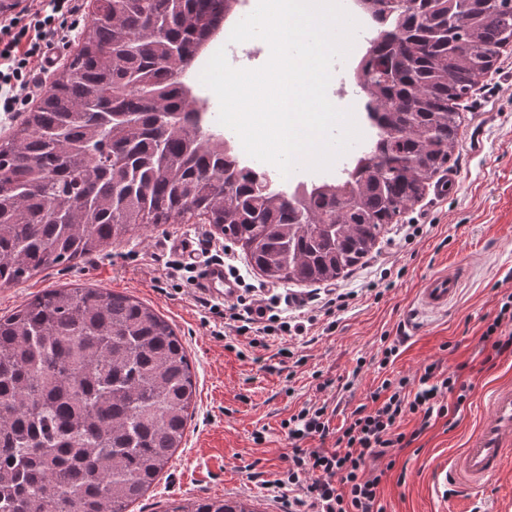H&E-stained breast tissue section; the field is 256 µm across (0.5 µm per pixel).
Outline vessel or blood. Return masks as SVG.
Listing matches in <instances>:
<instances>
[{
    "instance_id": "vessel-or-blood-1",
    "label": "vessel or blood",
    "mask_w": 512,
    "mask_h": 512,
    "mask_svg": "<svg viewBox=\"0 0 512 512\" xmlns=\"http://www.w3.org/2000/svg\"><path fill=\"white\" fill-rule=\"evenodd\" d=\"M198 292L215 300H229L238 294V285L220 262L198 265ZM458 290V278L438 272L427 278L420 288L417 302L422 310L447 308ZM486 415L469 437L465 448L453 458L444 475L446 484L460 483L470 489L481 487L497 476L505 460L512 455V385L495 386L485 396Z\"/></svg>"
}]
</instances>
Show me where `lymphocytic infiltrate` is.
<instances>
[{
	"label": "lymphocytic infiltrate",
	"mask_w": 512,
	"mask_h": 512,
	"mask_svg": "<svg viewBox=\"0 0 512 512\" xmlns=\"http://www.w3.org/2000/svg\"><path fill=\"white\" fill-rule=\"evenodd\" d=\"M79 0H52L51 10L32 14L27 26L0 24V86L25 82L42 69L48 50L65 41L59 16L75 14ZM278 297L256 305L249 288H242L235 302L224 307V326L238 336H253L255 345L292 334H302V323L284 320L277 311ZM466 399V386L459 371L441 372L437 364L425 367L418 382L406 377H385L370 394L372 410L356 409L350 421L331 431L326 406H305L283 421L294 448L288 459L286 478L276 487H297L293 512H384L380 502L379 477L367 474L369 463L387 458L390 449L405 448L413 436L401 432L406 414L421 415L423 423L449 414L448 397ZM335 436L336 448H306L309 437Z\"/></svg>",
	"instance_id": "1"
}]
</instances>
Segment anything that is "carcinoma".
I'll return each mask as SVG.
<instances>
[{"instance_id":"carcinoma-1","label":"carcinoma","mask_w":512,"mask_h":512,"mask_svg":"<svg viewBox=\"0 0 512 512\" xmlns=\"http://www.w3.org/2000/svg\"><path fill=\"white\" fill-rule=\"evenodd\" d=\"M236 0H97L51 91L0 141V287L149 224L197 218L271 282L327 283L452 159L458 101L512 44V0H366L354 72L382 112L373 155L307 197L237 174L188 72ZM196 382L136 298L53 288L0 317V512H128L182 444ZM170 512H251L198 498Z\"/></svg>"}]
</instances>
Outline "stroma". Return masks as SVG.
Returning <instances> with one entry per match:
<instances>
[{
  "label": "stroma",
  "mask_w": 512,
  "mask_h": 512,
  "mask_svg": "<svg viewBox=\"0 0 512 512\" xmlns=\"http://www.w3.org/2000/svg\"><path fill=\"white\" fill-rule=\"evenodd\" d=\"M455 162L446 176L448 194L426 189L349 274L333 281L347 293L345 308L319 316L303 335L289 337L290 358L250 347L245 337L221 335L222 319L194 300L195 286L173 285L168 265L178 256L177 237L207 232L226 246L241 275L259 297L288 293L285 311L294 318L311 299L306 286L273 283L251 267L239 245L226 243L213 225H149L90 255L0 287V316L15 312L33 295L51 288L91 287L136 297L166 319L187 349L196 381L195 410L180 448L159 479L131 504V512H165L171 501L203 497L242 498L254 512H288L269 481L288 468L292 444L281 423L307 403L335 407L332 427L369 398L383 375H420L425 365L463 366L469 390L459 410L422 427L417 414L401 429L419 431L414 447L392 449L395 466L379 486L385 512H468L479 500L486 512H512V460L502 475L472 494L452 490L435 498L437 473L463 448L483 416V391L512 383V354L494 355L480 336L512 293V45L500 49L492 71L460 102ZM420 233L405 240L409 225ZM458 273L457 298L447 311L407 318L429 275ZM400 340L386 371L376 357L382 337Z\"/></svg>",
  "instance_id": "obj_1"
}]
</instances>
